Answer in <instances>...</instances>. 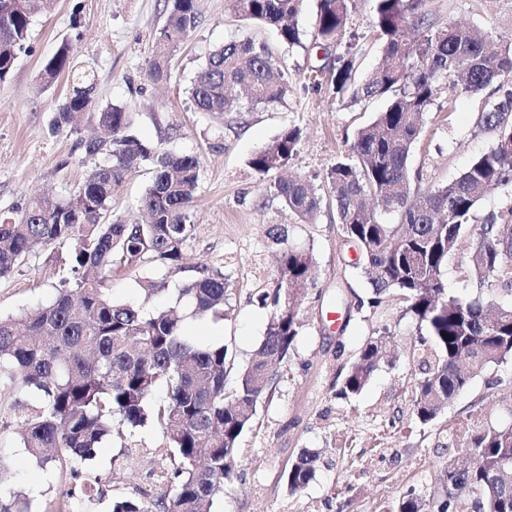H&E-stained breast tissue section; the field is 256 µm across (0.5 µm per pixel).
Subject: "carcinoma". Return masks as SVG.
<instances>
[{"instance_id": "1", "label": "carcinoma", "mask_w": 512, "mask_h": 512, "mask_svg": "<svg viewBox=\"0 0 512 512\" xmlns=\"http://www.w3.org/2000/svg\"><path fill=\"white\" fill-rule=\"evenodd\" d=\"M54 2L0 0V83L29 51L34 18L50 12ZM353 2L317 0L312 49L330 61L311 67V84L320 89L328 83L336 101L349 107L381 97L386 109L356 130L348 156L331 166L323 184L278 179L274 192L302 224L313 223L330 198L341 234L357 239L362 250L356 267L370 291L358 298V311L375 314L397 302L415 322L421 371L414 380L413 414L427 425L477 373L512 360V305L491 311L479 299L462 302L448 294L441 278L468 236L470 273L478 284L512 293V252L497 240L500 230L512 231V207L480 220L475 215L490 191L512 192V36L477 37L463 26H441L428 0H373L381 58L361 79V48L347 38ZM231 7L241 20L274 31L281 44L303 46L302 0H231ZM164 9L149 72L155 81L167 76L169 60L200 23L197 0H165ZM332 48L341 52L331 58ZM285 66L264 42L231 40L208 54L189 96L196 111L208 114L282 104L290 91ZM62 74L70 88L51 130L77 112L94 111L103 136L78 146L107 159L65 198L35 194L0 212V277L40 248H69L55 298L0 317V380L35 397L12 405L21 421L20 445L36 467L76 483L114 428L158 426L172 463L164 473L166 489L117 498L112 512H214L232 481L239 439L303 327L297 309L284 306V291L296 300L315 284V257L288 246L287 226L269 230L279 278L257 296L270 316L253 359L238 369L228 345L202 343L186 329L189 319H224L229 285L222 273L203 269L178 290L176 309L147 315L114 299L113 274L149 262H182L193 234L189 208L200 161L144 142L125 106L97 107L95 79L77 68L67 42L43 63L39 79L47 86ZM459 93L482 98L477 127L493 147L453 181L423 190L420 173L410 172V153L431 112L453 111ZM300 136L296 127L282 130L249 165L263 176L286 168ZM144 164L152 170L141 200L146 221L110 219L114 191L130 168ZM385 333L369 337L354 354L340 396L360 394L381 366L393 362ZM232 371L236 378L229 388ZM160 385L165 395L152 407ZM456 442L474 465H446L443 494L428 498L411 489L393 512H512V425L466 431ZM317 457L308 450L297 455L285 476L288 492L315 479ZM5 494L11 502L0 501V512H30L21 494L0 487V497Z\"/></svg>"}]
</instances>
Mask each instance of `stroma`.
I'll use <instances>...</instances> for the list:
<instances>
[{"mask_svg": "<svg viewBox=\"0 0 512 512\" xmlns=\"http://www.w3.org/2000/svg\"><path fill=\"white\" fill-rule=\"evenodd\" d=\"M200 8L198 28L173 56L168 80L159 84L147 72L154 35L165 21L164 0H56L50 13L34 19L29 53L0 83V209L41 191L67 196L93 165L75 147L77 139L90 136L89 119L56 131L49 128L65 99L67 79L47 87L38 81L43 62L60 43L69 42L76 62L95 76L99 104L125 105L142 139L200 159L190 208L194 232L181 268L147 264L117 273L114 299L151 312L172 306L177 288L192 280L198 267L221 271L229 283L226 315L219 322H196L191 332L204 341L229 344L242 365L262 340L269 317L255 300L276 275L268 228L288 225L290 245L312 249L317 262L315 284L298 304L303 328L296 346L252 427L240 437L234 478L214 512H389L408 489L441 494L445 462L465 459L463 449L452 443L458 428L474 421L485 426L512 423V361L473 377L432 423L415 424L413 320L393 302L374 315L352 314L345 328L337 329V298L366 295L369 285L349 264L351 254L338 235L335 210L323 204L314 223H297L273 193L274 176H261L248 164L281 130L295 126L302 138L288 172L322 183L336 160L347 156L348 137L383 111L386 101L341 106L329 88L311 87L310 57L303 48L282 46L269 28L239 20L229 0H202ZM429 8L443 26L512 34V0H430ZM349 26L360 36L359 72L367 74L380 56L370 0H357ZM244 37L266 41L285 58L291 80L287 103L221 116L195 111L187 92L194 73L214 47ZM480 107L479 99L462 95L453 111L437 113L426 124L409 157L410 170L422 171L424 186L447 184L474 156L491 148V138L477 127ZM151 179L145 165L128 173L112 199L113 217L139 220L141 197ZM461 247V254L442 269L449 293L465 302L478 298L494 306L511 305L512 295L478 285L465 254L470 244L465 241ZM59 277L56 250L31 254L10 276L0 278V315L50 302ZM147 278L159 285L150 296L141 288ZM381 329L389 330L398 360L380 368L360 395L337 396L340 367ZM29 398V393L0 386V447L9 455L0 482L25 494L31 512H54L62 485L36 468L18 444L20 422L11 406ZM165 446V435L152 426L123 440L107 439L91 467L101 477L99 491L91 502L76 496V512H111L114 498L158 492L163 472L171 467ZM304 450L320 454L317 477L292 494L282 474Z\"/></svg>", "mask_w": 512, "mask_h": 512, "instance_id": "stroma-1", "label": "stroma"}]
</instances>
